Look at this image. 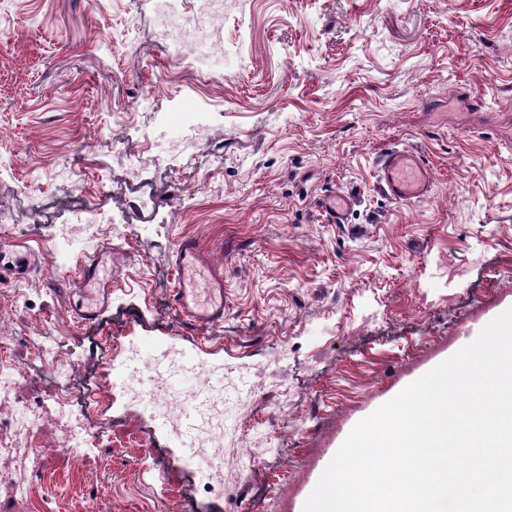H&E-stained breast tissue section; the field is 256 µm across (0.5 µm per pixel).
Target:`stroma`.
<instances>
[{"mask_svg": "<svg viewBox=\"0 0 512 512\" xmlns=\"http://www.w3.org/2000/svg\"><path fill=\"white\" fill-rule=\"evenodd\" d=\"M154 24L152 0H0V251L40 258L0 280L16 366L0 420L36 407L61 438L45 382L94 399L101 446L73 473L5 427L0 469L36 459L50 512H87V487L99 512H269L284 475L296 508L361 419L463 346L430 339L512 307V0H226L220 41L182 53ZM392 149L424 155L429 198L386 193ZM336 191L351 205L330 224ZM103 211L116 223L88 237ZM186 239L224 271L209 328L171 304ZM105 246L112 302L84 321L52 285ZM160 346L241 368L239 390L264 372L251 412L224 404L227 437L276 439L243 478L212 483L192 437L127 398L115 369L155 366ZM349 206L350 198L343 192L337 191L323 200L321 209L328 223L341 224Z\"/></svg>", "mask_w": 512, "mask_h": 512, "instance_id": "obj_1", "label": "stroma"}]
</instances>
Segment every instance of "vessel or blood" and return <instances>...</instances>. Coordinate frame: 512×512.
I'll return each mask as SVG.
<instances>
[{
  "mask_svg": "<svg viewBox=\"0 0 512 512\" xmlns=\"http://www.w3.org/2000/svg\"><path fill=\"white\" fill-rule=\"evenodd\" d=\"M377 177L388 195L400 202H414L426 199L433 187L434 172L430 165L417 153L394 149L386 152L377 163ZM350 206L349 197L336 192L326 197L321 209L328 223L339 224ZM110 249L99 250L84 262L79 276L70 284V292H83L84 300L76 315L83 320H92L109 306L112 290L105 287L98 292H89L88 287L98 277L99 269ZM32 253L23 243H16L10 253L0 255V275L9 273L22 276L29 272ZM179 274L171 303L185 317L190 325L210 326L224 319V277L218 270L210 268L192 241L183 242L176 254ZM227 368L212 370L204 386L193 393V401L199 405H210L212 400L224 391Z\"/></svg>",
  "mask_w": 512,
  "mask_h": 512,
  "instance_id": "1",
  "label": "vessel or blood"
}]
</instances>
